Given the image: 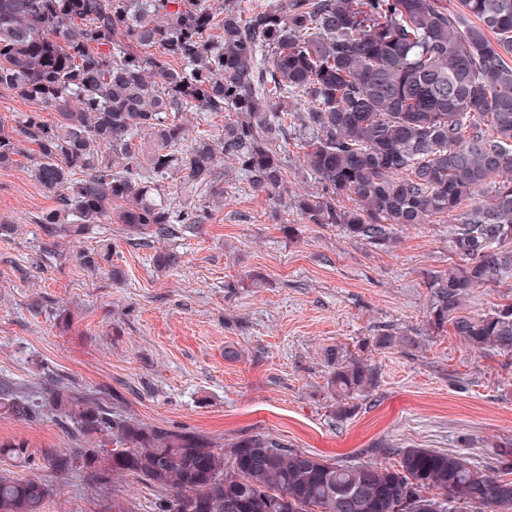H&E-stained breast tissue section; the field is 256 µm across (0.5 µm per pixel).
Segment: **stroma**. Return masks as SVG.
Masks as SVG:
<instances>
[{
    "instance_id": "35a3bbf8",
    "label": "stroma",
    "mask_w": 512,
    "mask_h": 512,
    "mask_svg": "<svg viewBox=\"0 0 512 512\" xmlns=\"http://www.w3.org/2000/svg\"><path fill=\"white\" fill-rule=\"evenodd\" d=\"M32 165L24 154L0 169V220L19 227L0 238V383L17 397L58 382L114 414L219 447L261 433L339 464L392 466L398 449L432 448L498 466L512 441V356L475 352L451 327L428 323L426 276L456 260L447 221L399 231L390 250L332 225L299 224L291 239L273 203L243 183L175 239L142 246L124 225L97 224L50 247L29 218L56 200ZM104 241L120 282L74 259ZM161 249L180 253V266L158 267ZM386 335L418 343L379 346ZM337 347L377 377L342 418L325 389L326 354ZM9 441L76 445L65 423L0 415V442ZM50 481L44 512H98L84 474Z\"/></svg>"
}]
</instances>
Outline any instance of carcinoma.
<instances>
[{
  "mask_svg": "<svg viewBox=\"0 0 512 512\" xmlns=\"http://www.w3.org/2000/svg\"><path fill=\"white\" fill-rule=\"evenodd\" d=\"M0 0V91L26 112L0 134V168L29 151L56 196L35 224L67 237L95 224L169 239L212 214L244 181L305 224L338 226L376 248L396 227L450 220L461 263L428 274L429 321L479 352L512 355V303L463 312L476 288L512 271V0ZM231 112L219 135L194 121ZM316 191L288 187V140ZM346 197L352 206H338ZM112 264L111 246L79 253ZM330 397L368 392L375 371L328 353ZM0 412H49L84 448L0 443V512H43L38 459L109 493L115 476L158 492L156 512H512V479L450 450L400 449L399 465H341L252 435L202 436L110 413L64 386L39 402L0 388Z\"/></svg>",
  "mask_w": 512,
  "mask_h": 512,
  "instance_id": "obj_1",
  "label": "carcinoma"
}]
</instances>
